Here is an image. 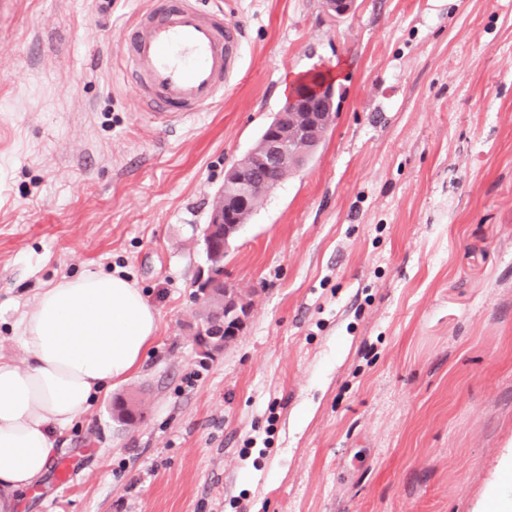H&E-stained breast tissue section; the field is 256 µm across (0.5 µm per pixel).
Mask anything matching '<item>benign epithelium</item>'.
<instances>
[{
	"label": "benign epithelium",
	"instance_id": "7a95c632",
	"mask_svg": "<svg viewBox=\"0 0 512 512\" xmlns=\"http://www.w3.org/2000/svg\"><path fill=\"white\" fill-rule=\"evenodd\" d=\"M355 0H323L327 13L342 17L354 8ZM331 82L315 75L299 90L288 95L281 111L270 122L269 133L262 146L247 155V166L266 173L275 168L290 167L297 172L309 161L318 147L323 132L333 120L334 91ZM224 198L238 210L247 208L253 198L251 187L246 184L237 168L224 174ZM239 229L232 212L220 204L213 208L209 227L204 238L197 241L209 255L223 254ZM248 309L241 290L224 286V310L215 313L211 324L196 327L194 336L200 351L213 355L224 350L243 330ZM117 417L132 425L141 417L140 403L122 400L117 405Z\"/></svg>",
	"mask_w": 512,
	"mask_h": 512
}]
</instances>
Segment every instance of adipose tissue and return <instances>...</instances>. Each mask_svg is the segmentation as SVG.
<instances>
[{
  "label": "adipose tissue",
  "mask_w": 512,
  "mask_h": 512,
  "mask_svg": "<svg viewBox=\"0 0 512 512\" xmlns=\"http://www.w3.org/2000/svg\"><path fill=\"white\" fill-rule=\"evenodd\" d=\"M159 314L120 273L87 272L42 289L17 323L29 360L0 358V512L45 475L58 431L126 382L155 340Z\"/></svg>",
  "instance_id": "obj_1"
}]
</instances>
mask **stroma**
<instances>
[{
  "instance_id": "35a3bbf8",
  "label": "stroma",
  "mask_w": 512,
  "mask_h": 512,
  "mask_svg": "<svg viewBox=\"0 0 512 512\" xmlns=\"http://www.w3.org/2000/svg\"><path fill=\"white\" fill-rule=\"evenodd\" d=\"M243 30L214 106L165 126L125 78L148 0H0V357L42 288L122 272L141 370L66 429L18 512H484L512 501V0H202ZM335 117L224 259L251 313L194 344L196 239L287 78ZM144 418L125 426L117 399Z\"/></svg>"
}]
</instances>
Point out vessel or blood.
Segmentation results:
<instances>
[{"label":"vessel or blood","mask_w":512,"mask_h":512,"mask_svg":"<svg viewBox=\"0 0 512 512\" xmlns=\"http://www.w3.org/2000/svg\"><path fill=\"white\" fill-rule=\"evenodd\" d=\"M241 47L240 27L200 0H153L128 29L122 51L141 106L167 124L223 97Z\"/></svg>","instance_id":"vessel-or-blood-1"}]
</instances>
